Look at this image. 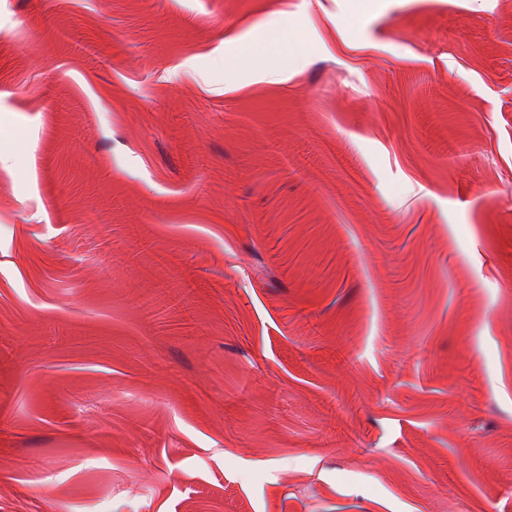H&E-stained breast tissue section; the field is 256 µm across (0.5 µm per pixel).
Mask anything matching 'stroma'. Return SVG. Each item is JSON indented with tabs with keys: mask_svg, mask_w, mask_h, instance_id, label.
<instances>
[{
	"mask_svg": "<svg viewBox=\"0 0 512 512\" xmlns=\"http://www.w3.org/2000/svg\"><path fill=\"white\" fill-rule=\"evenodd\" d=\"M0 512H512V0H0Z\"/></svg>",
	"mask_w": 512,
	"mask_h": 512,
	"instance_id": "1",
	"label": "stroma"
}]
</instances>
